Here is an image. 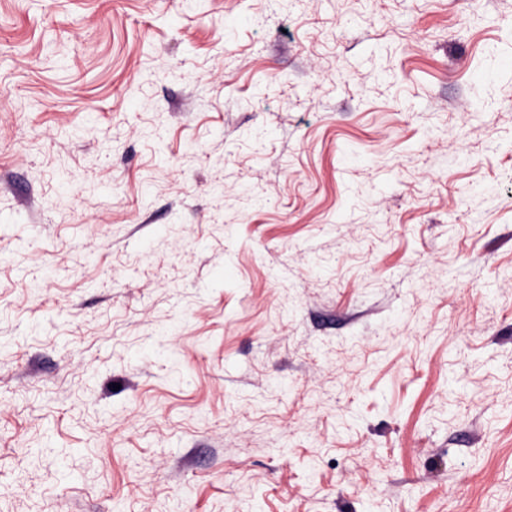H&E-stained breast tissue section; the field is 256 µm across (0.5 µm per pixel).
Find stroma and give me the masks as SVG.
<instances>
[{"label":"stroma","instance_id":"obj_1","mask_svg":"<svg viewBox=\"0 0 512 512\" xmlns=\"http://www.w3.org/2000/svg\"><path fill=\"white\" fill-rule=\"evenodd\" d=\"M0 512H512V0H0Z\"/></svg>","mask_w":512,"mask_h":512}]
</instances>
